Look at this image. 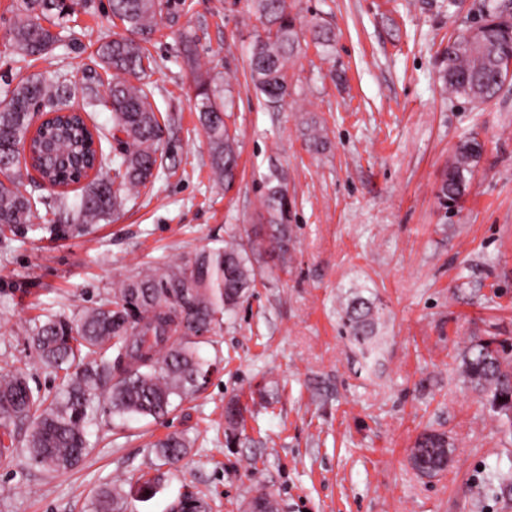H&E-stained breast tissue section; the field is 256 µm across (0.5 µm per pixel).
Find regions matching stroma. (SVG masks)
<instances>
[{
  "mask_svg": "<svg viewBox=\"0 0 512 512\" xmlns=\"http://www.w3.org/2000/svg\"><path fill=\"white\" fill-rule=\"evenodd\" d=\"M178 28L148 45L146 80L162 113L154 184L129 196L110 221L81 236L43 233L0 240V371L28 372L32 388L61 380L29 344L41 308L75 316L111 295L131 272L181 263L259 224L271 167L291 201L288 260L257 249L253 294L225 313L206 388L162 421L98 415L87 455L71 471L29 466L23 448L0 459V512H90L95 491L161 468L152 499L124 512H168L187 489L211 512H245L260 494L279 512H512V422L495 413L462 372L479 341L512 344V81L473 103L444 93L440 60L465 26L472 0H288L301 49L293 94L269 107L246 82L263 27L254 0H190ZM12 0H0V93L54 70L81 94L100 74L96 50L123 33L110 0H82L61 40L20 60L9 41ZM330 29L316 46L311 23ZM345 73L334 82L332 71ZM231 101L227 123L240 159L234 186L209 178L205 137L193 110L196 73ZM324 150L308 149V124ZM483 155L459 203L441 209L443 173L463 138ZM374 306L375 335L354 339L345 310ZM244 423L227 440L224 409ZM447 434L452 453L433 477L410 462L426 432ZM178 432L193 446L164 466L150 441Z\"/></svg>",
  "mask_w": 512,
  "mask_h": 512,
  "instance_id": "stroma-1",
  "label": "stroma"
}]
</instances>
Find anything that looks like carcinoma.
Listing matches in <instances>:
<instances>
[{"label":"carcinoma","mask_w":512,"mask_h":512,"mask_svg":"<svg viewBox=\"0 0 512 512\" xmlns=\"http://www.w3.org/2000/svg\"><path fill=\"white\" fill-rule=\"evenodd\" d=\"M79 0H13L15 21L10 30L22 58L40 57L60 41L54 31ZM265 35L255 39L248 61L254 91L276 106L292 95L288 62L298 53L300 30L288 12L286 0H256ZM112 16L126 34H115L97 48L107 82L102 98L94 87L84 89L82 104L74 107L68 94L70 80L55 70L47 77L22 80L0 98V237L11 234L81 233L105 221L121 207L128 193L153 183L162 126L143 83L150 66L144 43L160 26L174 27L180 12L172 0H111ZM479 19L448 40L447 61L441 63L448 91L471 102L493 100L506 82L503 74L512 63V0H480ZM49 25H43V22ZM139 81L135 85L132 80ZM194 110L206 138L212 174L219 184L232 186L238 167L237 142L225 122L226 103L210 87L208 78L195 77ZM45 106L53 118L32 129V107ZM112 112L110 136L121 134L119 155L111 172H97L68 201L66 187L86 175L95 150L88 139H102L92 108ZM29 149L30 167L58 191L57 206L69 210L75 223L57 224L40 218L38 201L21 191L20 151ZM483 153L475 136L457 145L437 192L446 208L467 191L473 168ZM289 200L285 178L272 172L265 179L261 217L267 224L269 252L284 256L288 250ZM258 274L244 246L227 241L205 249L188 262L146 267L128 277L110 298L75 317L50 308L31 319L30 344L39 363L63 373L60 391L49 397L31 388L22 372L0 374V458L11 455L17 438L10 425H27L25 448L32 465L60 473L74 468L87 452V429L97 415L93 401L103 399V413L126 418L160 419L171 411L174 398L198 391L208 369L193 339V325L215 330L224 312L235 308L257 287ZM347 325L357 340L373 336L371 303L353 298L346 310ZM467 381L483 394L491 409L512 420V364L493 346L478 341L463 357ZM112 382L107 392L101 383ZM452 444L444 433L422 434L411 452L419 472L435 476L448 466ZM151 448L163 463L187 456L191 442L171 433ZM164 474L140 475L130 491L147 501L159 491ZM126 492L106 485L91 502L92 512H122ZM198 492H187L170 505L169 512H209Z\"/></svg>","instance_id":"obj_1"}]
</instances>
